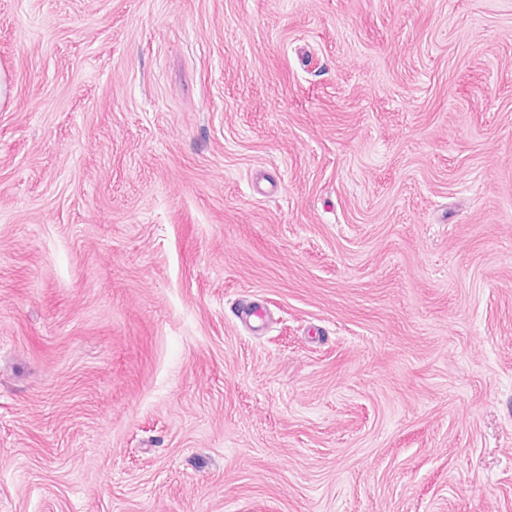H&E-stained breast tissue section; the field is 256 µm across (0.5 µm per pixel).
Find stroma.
Returning <instances> with one entry per match:
<instances>
[{
  "instance_id": "1",
  "label": "stroma",
  "mask_w": 512,
  "mask_h": 512,
  "mask_svg": "<svg viewBox=\"0 0 512 512\" xmlns=\"http://www.w3.org/2000/svg\"><path fill=\"white\" fill-rule=\"evenodd\" d=\"M0 74V512H512V0H0Z\"/></svg>"
}]
</instances>
